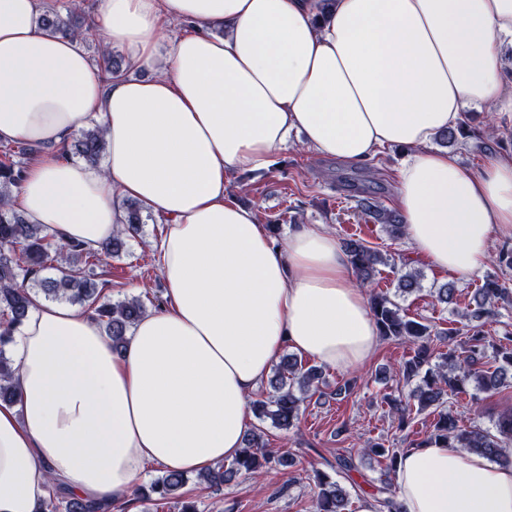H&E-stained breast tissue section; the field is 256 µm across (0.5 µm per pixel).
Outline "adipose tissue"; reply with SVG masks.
Returning a JSON list of instances; mask_svg holds the SVG:
<instances>
[{
    "mask_svg": "<svg viewBox=\"0 0 512 512\" xmlns=\"http://www.w3.org/2000/svg\"><path fill=\"white\" fill-rule=\"evenodd\" d=\"M0 0V142L45 145L17 204L60 244L98 250L121 199L164 217L165 302L122 354L89 314L34 301L0 403V512H40L50 479L131 497L148 466L198 472L243 448L248 402L284 349L341 370L379 339L336 237L297 225L276 243L228 175L266 168L291 134L358 164L399 147L397 203L417 256L459 279L512 232V160L472 173L435 148L463 113L512 108L497 38L512 0H99L96 24L149 78L103 81L77 41ZM187 32L171 36L172 23ZM99 117L102 165L63 147ZM403 512H512V465L431 444L395 472Z\"/></svg>",
    "mask_w": 512,
    "mask_h": 512,
    "instance_id": "obj_1",
    "label": "adipose tissue"
}]
</instances>
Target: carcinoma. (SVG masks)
Returning <instances> with one entry per match:
<instances>
[{
	"instance_id": "1",
	"label": "carcinoma",
	"mask_w": 512,
	"mask_h": 512,
	"mask_svg": "<svg viewBox=\"0 0 512 512\" xmlns=\"http://www.w3.org/2000/svg\"><path fill=\"white\" fill-rule=\"evenodd\" d=\"M39 26L73 36L78 42L94 40L98 35L93 20L79 24L50 8L39 14ZM99 70L108 81L125 76V68L111 53H104L98 60ZM476 137L478 132L461 124L439 134L441 144L452 146L458 137ZM43 146L17 142L0 149V402H16L17 390L14 360L7 356L6 346L12 341L13 332L28 317L32 295L28 283L35 282L45 296L64 299L89 309L101 324L112 342L113 351L125 349L128 334L145 314L147 307L137 297L114 302L102 294L94 280L95 267L104 259L118 255L125 247V238L137 233L145 223L141 209L134 203L126 205L127 224L124 229L103 243L99 250L82 248L79 244L65 246L66 252L55 246V236L41 224H30L12 205V191L19 187L25 172V160L41 152ZM74 149L86 162L98 164L106 152L104 131L101 125L81 130L74 140ZM366 210L385 231L394 237L403 234L398 213L366 204ZM345 254L357 277L371 280L378 273L377 266L389 264L381 252L359 239L343 241ZM47 268L58 271L56 277H38ZM421 290L420 275L404 273L397 279L395 294L404 296ZM473 308L461 314L465 323H448L446 328L407 316L389 292L372 295L370 312L379 335L385 340L409 346L410 356L404 362L402 378L415 383L411 392L388 394L382 402L389 412L398 416L401 424L413 420V415L425 411L433 415L432 427L421 443L447 444L481 454L495 462L512 464V414L501 417L494 430L474 425L464 428L454 411L447 405V398L472 387L478 392L496 393L512 387V330L506 329L497 342L486 340L484 327L500 316L499 309L512 305V289L497 275H488L474 292ZM439 341L446 351L435 353L434 341ZM323 371L316 365L305 366L293 354H286L276 365L269 381L271 390L264 399L253 403L255 416L264 422L287 431L295 426L302 405L318 392L315 383L322 380ZM265 433L259 429L246 435L241 454L224 467L219 466L197 479L215 490H220L238 473L258 475L271 465L292 467L293 458H275L265 449ZM402 449L376 441L364 454L382 459L386 470L393 471ZM189 477L185 473L166 471L150 484V494H142L159 502L170 499L179 505L180 512H199L197 501L185 491ZM316 488L311 500V512H348L350 492L339 481L326 473L316 474ZM372 496L379 512H401L396 501V488L386 481L373 487ZM118 503H100L83 498L64 486H50L45 502V512H113Z\"/></svg>"
}]
</instances>
